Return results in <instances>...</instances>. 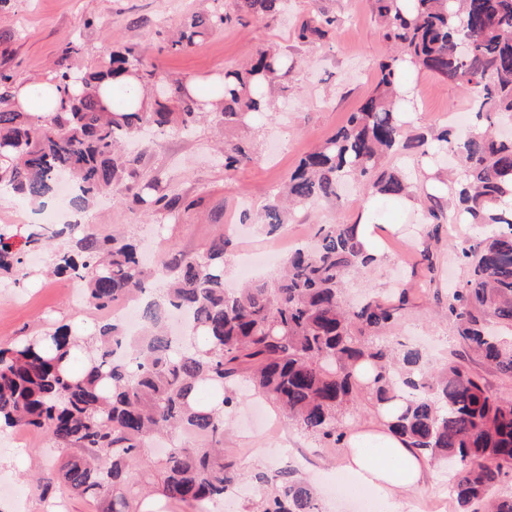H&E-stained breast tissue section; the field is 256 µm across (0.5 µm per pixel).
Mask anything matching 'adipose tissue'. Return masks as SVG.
Listing matches in <instances>:
<instances>
[{"label": "adipose tissue", "mask_w": 512, "mask_h": 512, "mask_svg": "<svg viewBox=\"0 0 512 512\" xmlns=\"http://www.w3.org/2000/svg\"><path fill=\"white\" fill-rule=\"evenodd\" d=\"M13 94L16 107L36 117L55 112L60 98L58 87L50 78L15 85ZM374 206V199L364 202L357 234L365 252L372 257L374 265L379 266L388 256L384 235H400L404 229L399 224L376 225ZM391 413L390 407H381L369 421L349 429L341 465L357 485L372 489L391 502L394 512H410L411 503L401 502L399 495L423 487L431 463L426 453L408 447L404 440L389 431Z\"/></svg>", "instance_id": "obj_1"}]
</instances>
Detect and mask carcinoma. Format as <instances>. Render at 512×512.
<instances>
[{
	"instance_id": "carcinoma-1",
	"label": "carcinoma",
	"mask_w": 512,
	"mask_h": 512,
	"mask_svg": "<svg viewBox=\"0 0 512 512\" xmlns=\"http://www.w3.org/2000/svg\"><path fill=\"white\" fill-rule=\"evenodd\" d=\"M279 3L233 0L230 8L192 18L168 48L186 49L234 19L273 14ZM370 8L395 55L380 63L375 88L346 124L271 192L261 227L279 233L291 210L316 200L337 202L342 185L358 179L371 194L409 195L415 185L408 177L382 167L401 148L429 166L452 157L448 188L456 217L468 220L475 234L453 253L465 278L434 297L468 356L512 380V209L501 207L504 185L512 184V139L498 135L503 122H512V0H370ZM335 22L312 17L300 38H320ZM402 62L472 87L485 125L465 133L445 125L428 136H409L398 94ZM116 63L153 97L151 109H134L124 90L113 96L114 110L103 105L95 83ZM291 69L288 55L260 51L244 67L224 70V99L212 114L184 83L149 68L131 50L117 52L96 71L61 66L54 75L59 107L40 124L11 107L13 82L1 75L0 184L43 207L56 197V177L65 172L73 187L68 204L77 211L120 192L145 211L166 215L180 197L151 183L139 186L138 160L122 153L125 140L143 126L190 131L211 115L226 126L246 127L271 111L268 93ZM74 81L82 85L78 93ZM251 160L247 146L224 144V169ZM429 200L425 236L437 242L447 215L436 196ZM356 228L319 224L314 248L288 253L273 282L229 288L226 236L202 254L180 253L150 270L137 242L121 234L102 237L88 224H58L24 235L20 225L0 224V270L15 285L26 277L24 248L64 239L70 248L56 255L53 274L85 282L97 308L110 309L147 288L154 292L140 305V336L125 335L108 318L88 335L63 325L1 347L0 421L41 430L53 447L69 451L58 479L99 503L101 512H135L127 495L132 468L158 435L172 445L149 466L157 480L148 489L188 506L224 498L235 472L219 444L226 415L238 402L237 380L273 400L303 432L332 445L342 443V418L360 403H397L393 432L431 459L456 465L451 491L461 512H512V493L498 494L512 471V394L491 393L462 356L435 372L421 349L387 339L414 288L355 308L345 303L346 279L372 261ZM201 387L210 390L205 401L197 397ZM185 432L214 443L190 447L180 439ZM252 481L263 489L257 512H318L313 488L290 468L257 472Z\"/></svg>"
}]
</instances>
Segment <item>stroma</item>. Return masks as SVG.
<instances>
[{
	"label": "stroma",
	"mask_w": 512,
	"mask_h": 512,
	"mask_svg": "<svg viewBox=\"0 0 512 512\" xmlns=\"http://www.w3.org/2000/svg\"><path fill=\"white\" fill-rule=\"evenodd\" d=\"M213 0H5L0 5V73L14 82L53 76L57 69V44L63 37L78 41L81 51L70 59L76 70L102 65L113 51L133 49L173 78H206L238 65L256 51L279 50L293 59L285 80L287 94L272 92L271 114L251 124L247 132L224 129L205 121L192 131L156 134L143 131L132 136L127 150L140 159L141 180H158L161 188L176 193L185 207L158 219L127 197L104 198L91 207L85 220L103 235L121 230L138 237L155 265L170 261L182 251L202 253L231 231L232 244L225 255L230 283H237L241 255L266 250L271 238L256 227L239 231L242 214L258 218L274 189L300 159L340 128L349 112L372 92L378 65L389 53L381 25L368 0H283L271 16L232 22L205 42L181 51L167 50V39L193 16L213 10ZM324 14L336 25L316 43L298 38L310 16ZM418 103L411 130L419 132L443 124L449 114L468 112L473 91L424 70L403 74ZM247 137L253 160L236 170H225L216 143ZM360 187L351 188L342 202L322 200L297 211L291 221L295 231L310 235L315 225L355 223L360 213ZM467 224H446L441 231V264L435 274L437 287L462 280L463 269L448 265V251L470 237ZM388 263L352 276L346 283L350 301L367 295L383 296L396 288L403 271L425 274L413 240L387 239ZM50 246L39 253L29 277L20 286L0 284V344L67 324L90 333L102 322V310L90 303L74 304L68 291L82 292L84 284L48 277L43 268L57 253ZM401 339L422 344L434 370L444 368L460 346L447 319L436 313L432 294L415 295L396 331ZM10 431L0 432V483L22 488L21 497L0 495V512H100L98 504L71 488L58 484L48 494L28 489L33 477L47 474L65 456L52 447L48 436L24 431V444L8 445ZM224 457L234 461L241 476L227 500L204 502L196 507L162 500L159 512H246L255 488L242 478L252 472L247 462L257 459L261 469L292 465L298 475L319 493L320 512H365L340 484L341 451L301 432L271 402L243 399L224 430ZM411 503H431L435 512H460L448 487V470L433 466L425 486L410 495Z\"/></svg>",
	"instance_id": "1"
}]
</instances>
